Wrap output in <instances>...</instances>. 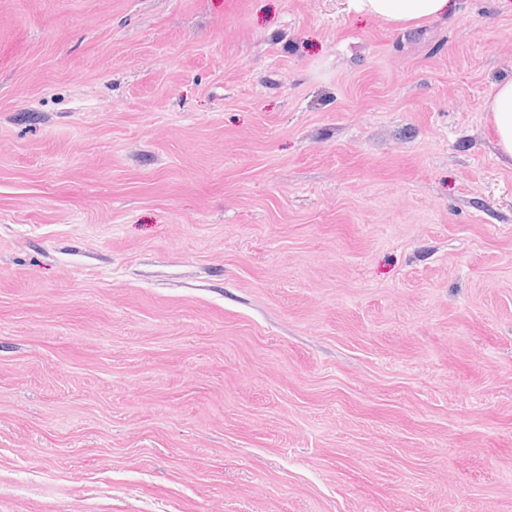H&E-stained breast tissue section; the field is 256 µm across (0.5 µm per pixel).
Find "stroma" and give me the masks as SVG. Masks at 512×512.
Segmentation results:
<instances>
[{
  "label": "stroma",
  "instance_id": "1",
  "mask_svg": "<svg viewBox=\"0 0 512 512\" xmlns=\"http://www.w3.org/2000/svg\"><path fill=\"white\" fill-rule=\"evenodd\" d=\"M512 0H0V512H512ZM451 0H346L347 10L408 30L424 20L448 14ZM485 108L494 130L498 159L502 165L512 168V78L493 86Z\"/></svg>",
  "mask_w": 512,
  "mask_h": 512
}]
</instances>
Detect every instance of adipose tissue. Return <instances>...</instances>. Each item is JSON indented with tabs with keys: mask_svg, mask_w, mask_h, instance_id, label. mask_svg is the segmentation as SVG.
Masks as SVG:
<instances>
[{
	"mask_svg": "<svg viewBox=\"0 0 512 512\" xmlns=\"http://www.w3.org/2000/svg\"><path fill=\"white\" fill-rule=\"evenodd\" d=\"M348 11L407 30L447 14L450 0H346ZM485 108L493 127L502 165L512 168V78L496 83Z\"/></svg>",
	"mask_w": 512,
	"mask_h": 512,
	"instance_id": "1",
	"label": "adipose tissue"
}]
</instances>
